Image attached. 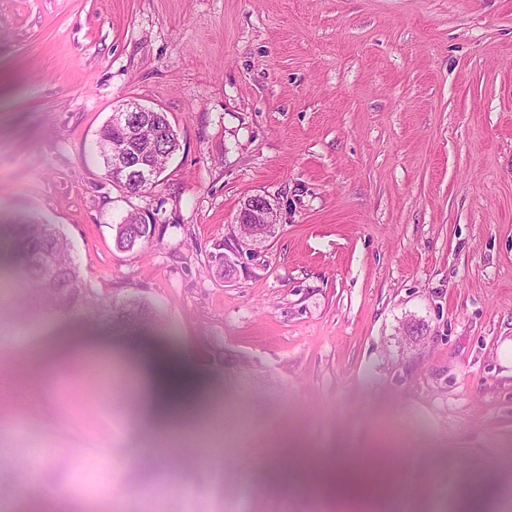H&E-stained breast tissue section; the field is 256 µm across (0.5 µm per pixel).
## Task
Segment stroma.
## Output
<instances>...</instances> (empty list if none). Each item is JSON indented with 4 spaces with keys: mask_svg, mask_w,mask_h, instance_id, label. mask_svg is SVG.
Wrapping results in <instances>:
<instances>
[{
    "mask_svg": "<svg viewBox=\"0 0 512 512\" xmlns=\"http://www.w3.org/2000/svg\"><path fill=\"white\" fill-rule=\"evenodd\" d=\"M131 101L180 142L146 195L96 154ZM256 194L272 234L213 274ZM137 212L153 240L117 249ZM30 220L161 323L43 306L0 235L5 368L36 392L0 411V485L31 471L75 512H377L320 483L383 458L386 512H512V0H0V223ZM50 343L174 363L246 426L200 413L159 446L111 374L42 376Z\"/></svg>",
    "mask_w": 512,
    "mask_h": 512,
    "instance_id": "1",
    "label": "stroma"
}]
</instances>
